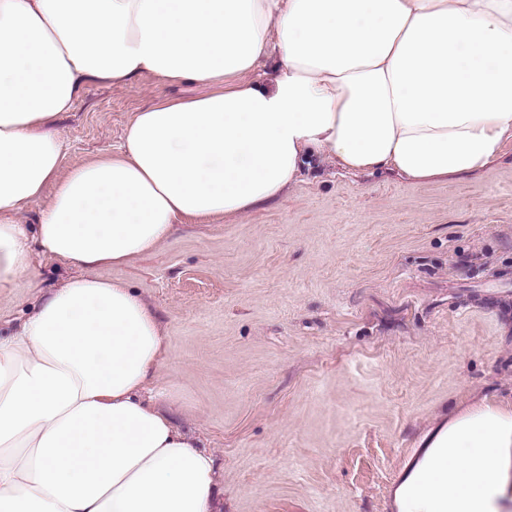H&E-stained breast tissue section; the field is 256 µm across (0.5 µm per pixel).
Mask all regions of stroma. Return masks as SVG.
Segmentation results:
<instances>
[{
  "mask_svg": "<svg viewBox=\"0 0 512 512\" xmlns=\"http://www.w3.org/2000/svg\"><path fill=\"white\" fill-rule=\"evenodd\" d=\"M197 88L91 82L55 128L64 168L115 151L138 112ZM0 333L74 276L33 256ZM93 276L135 288L169 345L154 387L215 457L222 512H390L435 417L512 398V144L483 172L418 182L316 163L273 203L186 224Z\"/></svg>",
  "mask_w": 512,
  "mask_h": 512,
  "instance_id": "1",
  "label": "stroma"
}]
</instances>
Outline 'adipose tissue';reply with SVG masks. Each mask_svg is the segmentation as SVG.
Wrapping results in <instances>:
<instances>
[{
	"instance_id": "1",
	"label": "adipose tissue",
	"mask_w": 512,
	"mask_h": 512,
	"mask_svg": "<svg viewBox=\"0 0 512 512\" xmlns=\"http://www.w3.org/2000/svg\"><path fill=\"white\" fill-rule=\"evenodd\" d=\"M272 52V83L251 80ZM144 73L208 91L63 171L53 119ZM509 141L512 0H0V288L32 285L34 245L120 266L180 220L245 215L315 156L427 181ZM167 354L134 288L91 276L0 335V512H214L213 456L143 396ZM391 506L512 512V399L440 416Z\"/></svg>"
}]
</instances>
